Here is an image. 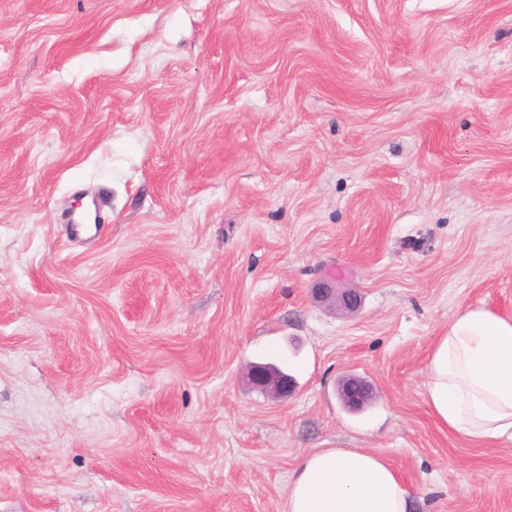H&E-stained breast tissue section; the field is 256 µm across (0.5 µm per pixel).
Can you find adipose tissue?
Returning <instances> with one entry per match:
<instances>
[{"label": "adipose tissue", "instance_id": "obj_1", "mask_svg": "<svg viewBox=\"0 0 512 512\" xmlns=\"http://www.w3.org/2000/svg\"><path fill=\"white\" fill-rule=\"evenodd\" d=\"M424 400L443 427L473 443L512 444V317L458 309L433 341ZM391 463L363 448L306 456L288 481L284 512H415Z\"/></svg>", "mask_w": 512, "mask_h": 512}]
</instances>
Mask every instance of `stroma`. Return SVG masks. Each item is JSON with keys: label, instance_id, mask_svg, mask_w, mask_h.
<instances>
[{"label": "stroma", "instance_id": "stroma-1", "mask_svg": "<svg viewBox=\"0 0 512 512\" xmlns=\"http://www.w3.org/2000/svg\"><path fill=\"white\" fill-rule=\"evenodd\" d=\"M478 303L512 317V0H0V512H283L323 448L512 512V444L423 398ZM314 295L318 302L334 309L354 311L361 303L360 295L356 291L350 290L338 294L336 288H333L328 282H322L317 288H314ZM252 386L272 399H286L296 390L295 379L276 365L254 363L248 372ZM371 388L366 381L356 376H350L343 380L341 385V397L345 405L351 410H359L369 400Z\"/></svg>", "mask_w": 512, "mask_h": 512}]
</instances>
